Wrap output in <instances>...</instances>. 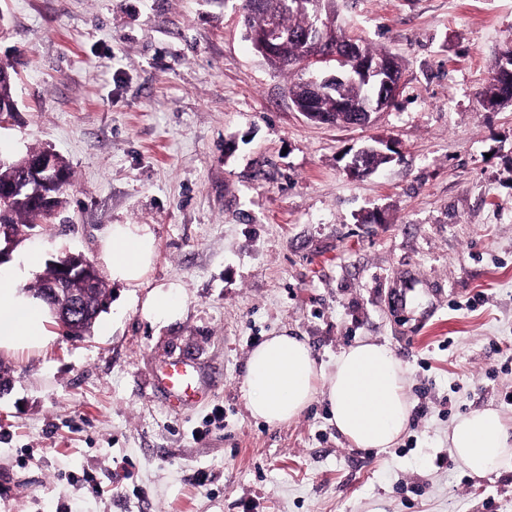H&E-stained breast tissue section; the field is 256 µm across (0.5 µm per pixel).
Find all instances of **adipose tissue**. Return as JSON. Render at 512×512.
<instances>
[{
    "mask_svg": "<svg viewBox=\"0 0 512 512\" xmlns=\"http://www.w3.org/2000/svg\"><path fill=\"white\" fill-rule=\"evenodd\" d=\"M155 252L154 233L146 224H112L100 239L106 271L130 287L140 285ZM37 261L31 253L20 265L0 268V345L34 346L46 340L48 307L20 289L22 277ZM245 387L251 417L269 425L292 421L315 395L324 396L338 432L357 448L393 447L411 415L405 370L393 351L377 342L343 349L326 373L306 341L285 333L267 337L249 354ZM448 445L473 477L512 471V427L495 409L458 418Z\"/></svg>",
    "mask_w": 512,
    "mask_h": 512,
    "instance_id": "adipose-tissue-1",
    "label": "adipose tissue"
}]
</instances>
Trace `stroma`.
Instances as JSON below:
<instances>
[{"label": "stroma", "mask_w": 512, "mask_h": 512, "mask_svg": "<svg viewBox=\"0 0 512 512\" xmlns=\"http://www.w3.org/2000/svg\"><path fill=\"white\" fill-rule=\"evenodd\" d=\"M338 9L401 64L397 107L366 126L298 112L237 0H0L19 103L0 144L74 174L14 255L95 262L111 224L157 241L139 287L107 281L91 336L50 322L43 345L0 348V512H512V472L474 478L448 448L460 416L512 423V104L479 98L512 0ZM378 140L397 156L350 177ZM170 286L180 315L146 316ZM284 332L327 372L389 344L412 405L393 448L353 447L321 396L282 425L251 417L248 356ZM175 362L200 401L170 405ZM58 165H59L60 169L64 172L65 182L58 187L48 189L50 194L54 197V207L56 209L62 208L63 205L66 203L65 194H66L67 187L70 185L71 179H72V172L70 170L69 165L59 155H58ZM39 204L41 206V210L47 217L51 218L56 215V210L52 205L51 199L44 197L43 199L39 200Z\"/></svg>", "instance_id": "35a3bbf8"}]
</instances>
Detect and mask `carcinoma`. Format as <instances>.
Returning <instances> with one entry per match:
<instances>
[{
	"mask_svg": "<svg viewBox=\"0 0 512 512\" xmlns=\"http://www.w3.org/2000/svg\"><path fill=\"white\" fill-rule=\"evenodd\" d=\"M241 9L244 12L246 27L250 29L267 24L268 20L277 23L282 38L272 52L264 56L269 65L280 72L295 71V62L304 51L301 37L308 35L334 34L345 37L346 32L338 24L339 11L337 0H241ZM362 50L372 59L385 63L396 75H401V67L395 56L378 51L369 43H363ZM10 70L8 77L0 80V102L16 101L15 72L13 66L7 65ZM379 87L361 79L346 80L328 88L316 101V109L321 115L332 116L335 121L349 120L350 113L343 111L341 105L356 107L368 102L377 95ZM17 158L12 154L0 152V181L18 180L15 162ZM389 159L373 151L364 153L359 164L368 175L380 165L386 164ZM58 165L64 172L65 182L49 189L54 197V207L60 209L66 203L65 194L71 183L72 172L63 158H58ZM44 217L37 206L25 195H14L10 200L0 203V222L13 225L18 232L22 228L33 229L43 223Z\"/></svg>",
	"mask_w": 512,
	"mask_h": 512,
	"instance_id": "cac0c4a2",
	"label": "carcinoma"
}]
</instances>
